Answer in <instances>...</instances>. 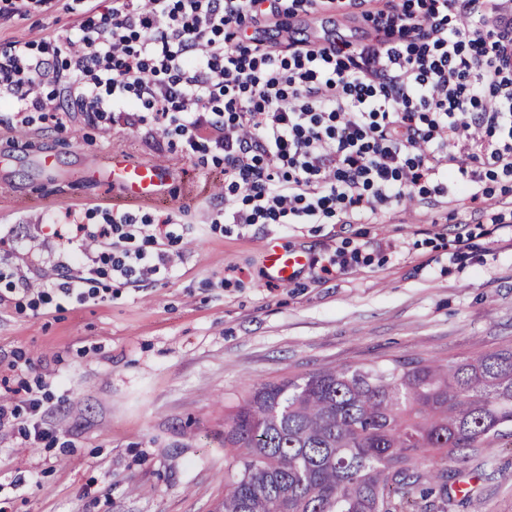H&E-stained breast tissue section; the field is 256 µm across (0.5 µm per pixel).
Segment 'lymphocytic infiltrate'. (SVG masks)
<instances>
[{
    "label": "lymphocytic infiltrate",
    "mask_w": 512,
    "mask_h": 512,
    "mask_svg": "<svg viewBox=\"0 0 512 512\" xmlns=\"http://www.w3.org/2000/svg\"><path fill=\"white\" fill-rule=\"evenodd\" d=\"M369 6L383 38H284L295 12ZM463 16L466 27L451 25ZM80 40L0 45V106L20 124L86 112L224 159V230L366 224L409 197L488 198L512 175V0H112ZM181 225L127 213L76 225L33 303L82 300L102 279L167 278Z\"/></svg>",
    "instance_id": "obj_1"
}]
</instances>
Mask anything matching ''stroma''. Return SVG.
<instances>
[{
	"mask_svg": "<svg viewBox=\"0 0 512 512\" xmlns=\"http://www.w3.org/2000/svg\"><path fill=\"white\" fill-rule=\"evenodd\" d=\"M111 0H0V44L82 37V23ZM295 37L358 43L376 32L362 14L304 12ZM25 135L30 149L0 171V269L39 282L43 244L62 245L70 223L129 212L184 226L171 275L60 306L0 307V404L38 400L50 439L24 446L0 430V502L7 512H216L224 496V418L259 385L346 364L420 356L444 364L512 343V209L506 228L465 195L403 201L376 223L266 224L225 234L224 165L120 122L79 112L63 126L17 127L0 109V145ZM169 168L173 192L135 202L85 172L113 152ZM54 157L52 170L38 157ZM472 232L471 255L451 260L433 233ZM397 251L324 276L319 267L282 286L262 276L277 241L326 262L343 239ZM242 272L237 286L224 278ZM470 497L427 499V512H512V450L471 459Z\"/></svg>",
	"mask_w": 512,
	"mask_h": 512,
	"instance_id": "obj_1",
	"label": "stroma"
}]
</instances>
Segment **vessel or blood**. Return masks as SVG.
I'll list each match as a JSON object with an SVG mask.
<instances>
[{
    "instance_id": "vessel-or-blood-1",
    "label": "vessel or blood",
    "mask_w": 512,
    "mask_h": 512,
    "mask_svg": "<svg viewBox=\"0 0 512 512\" xmlns=\"http://www.w3.org/2000/svg\"><path fill=\"white\" fill-rule=\"evenodd\" d=\"M89 176L130 198L145 201L164 193L172 179L169 169L135 162L122 153L113 154L106 168L90 170ZM305 263L304 255L299 252L284 249L272 242L265 246L264 271L270 280L281 284L291 283Z\"/></svg>"
}]
</instances>
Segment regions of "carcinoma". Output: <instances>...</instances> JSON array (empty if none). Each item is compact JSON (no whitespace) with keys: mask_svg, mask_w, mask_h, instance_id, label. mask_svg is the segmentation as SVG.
<instances>
[{"mask_svg":"<svg viewBox=\"0 0 512 512\" xmlns=\"http://www.w3.org/2000/svg\"><path fill=\"white\" fill-rule=\"evenodd\" d=\"M512 437V344L268 382L224 420L218 512H420L448 469Z\"/></svg>","mask_w":512,"mask_h":512,"instance_id":"obj_1","label":"carcinoma"}]
</instances>
